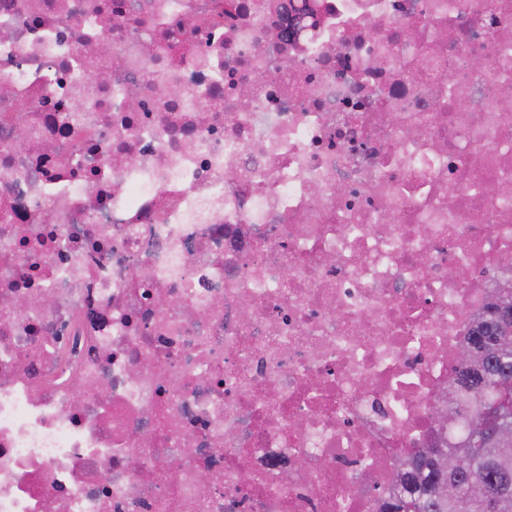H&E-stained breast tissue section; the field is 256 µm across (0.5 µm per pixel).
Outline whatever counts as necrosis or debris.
I'll return each instance as SVG.
<instances>
[{
  "mask_svg": "<svg viewBox=\"0 0 512 512\" xmlns=\"http://www.w3.org/2000/svg\"><path fill=\"white\" fill-rule=\"evenodd\" d=\"M505 98L512 0H0V512H383Z\"/></svg>",
  "mask_w": 512,
  "mask_h": 512,
  "instance_id": "4bbe7bcc",
  "label": "necrosis or debris"
}]
</instances>
